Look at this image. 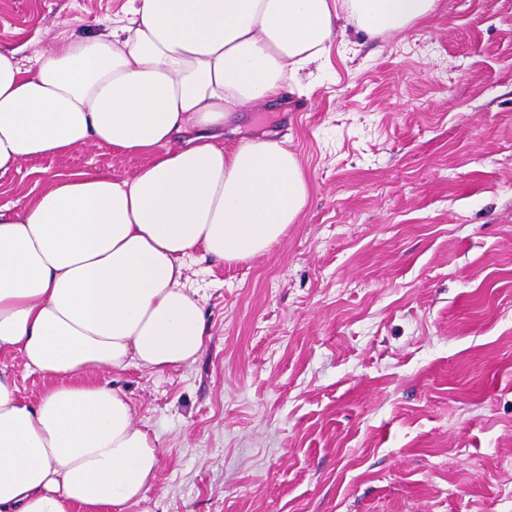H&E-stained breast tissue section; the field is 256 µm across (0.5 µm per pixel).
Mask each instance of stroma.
Instances as JSON below:
<instances>
[{
	"mask_svg": "<svg viewBox=\"0 0 512 512\" xmlns=\"http://www.w3.org/2000/svg\"><path fill=\"white\" fill-rule=\"evenodd\" d=\"M125 0H0V49ZM312 92L224 127L296 153L309 194L266 253L184 271L210 325L188 367L99 372L159 438L155 512H512V0H441L373 40L347 27ZM144 157H42L36 179Z\"/></svg>",
	"mask_w": 512,
	"mask_h": 512,
	"instance_id": "1",
	"label": "stroma"
}]
</instances>
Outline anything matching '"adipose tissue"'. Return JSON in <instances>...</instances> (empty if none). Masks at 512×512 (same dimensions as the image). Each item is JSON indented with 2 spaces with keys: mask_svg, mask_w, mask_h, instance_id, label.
I'll return each mask as SVG.
<instances>
[{
  "mask_svg": "<svg viewBox=\"0 0 512 512\" xmlns=\"http://www.w3.org/2000/svg\"><path fill=\"white\" fill-rule=\"evenodd\" d=\"M439 0H128L123 17L0 51V177L106 147L133 177L50 175L0 206V354L51 379L36 401L0 371V512H153L156 435L95 372L196 362L208 331L184 259L265 253L308 196L282 143L224 146L234 113L300 89L341 22L369 37L426 21Z\"/></svg>",
  "mask_w": 512,
  "mask_h": 512,
  "instance_id": "ef3b65f1",
  "label": "adipose tissue"
}]
</instances>
